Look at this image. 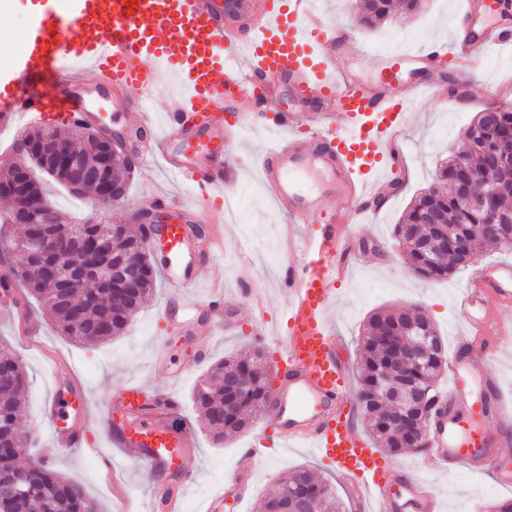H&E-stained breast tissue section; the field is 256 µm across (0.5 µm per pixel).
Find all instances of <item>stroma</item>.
I'll use <instances>...</instances> for the list:
<instances>
[{"label":"stroma","mask_w":512,"mask_h":512,"mask_svg":"<svg viewBox=\"0 0 512 512\" xmlns=\"http://www.w3.org/2000/svg\"><path fill=\"white\" fill-rule=\"evenodd\" d=\"M322 13L335 16L352 33L345 64L371 71L374 55L394 48L403 52L417 50L433 40H448L458 32V15L464 0H424L420 12L400 16L375 28L355 20V0H319ZM512 100V65L499 55L478 60L468 82L458 84L456 93L445 100L425 97L408 112L400 142L411 166L400 177L396 193L387 196L373 222L357 223L353 233L366 251L362 264L351 267L339 285L326 312L329 326L343 346L348 361H355L357 342L371 313L390 307L419 306L426 310L444 337L446 351H453L463 325L456 319L453 302L467 289L479 268L510 262L512 254L496 247L483 246L475 265L456 271L451 277L427 281L413 275L398 248L393 228L410 200L432 181L442 162L465 149V132L477 113L494 109ZM267 142L254 135L234 142L226 162L231 190L242 192L243 219L224 222L219 210L201 217L204 231L221 227L224 247L213 260L224 268V293L233 295L238 288L260 289L266 320L262 335H253L252 309L239 306L236 312L242 326L232 333L215 336L209 356L198 357L191 337L174 333L161 317L166 284L157 280L151 300L131 319L124 331L99 345H80L61 335L44 305L32 301L30 307L13 305L0 299V343L10 346L22 360L28 377L26 417L21 424L32 444L26 457H46L64 477L82 485L99 512H115L112 487L100 467L98 452L111 454L116 470L122 472L130 487V512H151V480L137 469L123 449L113 447L101 418L103 409L118 410L127 381L137 380L157 391L173 393L181 403L178 425L191 430L197 442L196 474L183 497V512H203L208 496L233 473L240 448L263 436L266 422L255 413L247 428L216 443L206 429L192 399L197 384L211 367L224 358L260 349L264 362L275 354V339L284 333L283 309L286 294L280 278L265 276L263 261L276 258L279 264L292 261L288 249L286 222L270 208L260 184V156ZM171 194L184 204H192L188 179L169 177L160 159L137 161L127 186L126 197L118 203L103 204L92 195H84L82 204H74L72 194L48 184L49 201L63 216L92 219L108 224H125L132 211L140 208L145 189ZM42 326L40 344H31L24 335L27 318ZM57 384L81 388L86 396L90 419L84 429L90 448L86 451L56 453L51 428L43 405ZM386 461L429 481L439 496L442 512H479L484 499H512V489L503 490L467 471L446 477L434 469L428 453L407 450ZM307 468L336 484V496L344 512H354L344 488L338 487L335 472L322 457L303 448L266 450L255 464L248 498L236 503L225 500L223 512H263L262 505L275 491L286 472Z\"/></svg>","instance_id":"1"}]
</instances>
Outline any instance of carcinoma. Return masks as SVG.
Here are the masks:
<instances>
[{
  "label": "carcinoma",
  "instance_id": "cac0c4a2",
  "mask_svg": "<svg viewBox=\"0 0 512 512\" xmlns=\"http://www.w3.org/2000/svg\"><path fill=\"white\" fill-rule=\"evenodd\" d=\"M393 8V0H362L358 4L357 21L367 27L375 26L388 18ZM497 112L498 120L492 127L484 126V114L476 117L473 127L478 133L467 136V150L438 169L433 184L410 202L394 227L396 240L408 243V269L423 279L437 280L452 275L466 264L463 251L473 253L482 243L512 252V107L499 108ZM53 139L68 143L87 164H103L99 139L85 134L81 127H74L68 134L43 129L14 141L13 149L20 163L0 176V185L14 182L20 166L33 164L36 152ZM484 167L495 169L496 187L482 204L471 200L468 184L470 174ZM130 171L127 159L117 156L112 160L113 179L127 181ZM37 202L49 204L41 183L34 180L28 184L25 194L10 197L11 210L0 221V230L3 225L13 223L15 213ZM493 220L498 229L489 234L484 225ZM83 227L85 233L107 239L108 250L116 258L139 247L136 261L142 276L137 291L129 293L115 288L106 300L99 282L92 276L74 286L52 278L45 273V266L71 261L62 253L41 257L26 254L21 267L14 269L9 262L10 255L22 252V239L61 237L72 228L59 219L54 224L24 225L22 239L10 240L0 233V288L8 291L14 282L24 283L28 294L41 301L52 314L63 335L84 345H97L119 335L150 299L155 273L150 254L141 245V228L89 222ZM411 315L439 343L438 352L426 359L427 367L416 379L412 372L399 367L395 352L387 346L389 338L402 335ZM445 365L443 340L422 308H395L370 315L357 345V401L370 433L379 443L394 453L422 451L428 447V439L419 430L397 421L385 392L417 380L427 395L415 417L424 422L432 416L440 394L439 376ZM0 368L11 375V381L0 386V488L6 490L19 480L31 487L29 498L0 497V512H16L20 507L30 512H94L93 502L83 488L60 477L47 461L18 464L19 454L13 448H25L21 419L25 413L28 379L20 360L8 347H0ZM269 385L258 350L216 364L194 393L195 404L203 413L212 437L222 441L225 436L244 429L249 418L263 406ZM289 489L307 495L314 502L315 512H343L331 484L307 469L280 478L279 493Z\"/></svg>",
  "mask_w": 512,
  "mask_h": 512
}]
</instances>
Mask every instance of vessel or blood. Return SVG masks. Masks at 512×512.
Masks as SVG:
<instances>
[{
    "label": "vessel or blood",
    "instance_id": "vessel-or-blood-1",
    "mask_svg": "<svg viewBox=\"0 0 512 512\" xmlns=\"http://www.w3.org/2000/svg\"><path fill=\"white\" fill-rule=\"evenodd\" d=\"M29 4L30 23L9 48L8 66L0 67V131L22 112L49 127L105 130L91 99L112 89L117 111L138 115L119 126L123 143L142 159H162L170 176L188 177L203 206L224 195V157L233 136L259 126L274 132L260 163L264 190L288 223L316 230L292 244L287 327L264 406L268 446L306 448L330 459L359 512H440L425 482L388 470L361 437L348 366L326 311L358 256L351 224L370 217L367 200L406 162L396 139L412 102L443 87L432 80L400 90L405 67L416 57L433 63L452 55L463 61V80L474 59L511 49L512 35L499 29L493 5L466 0L459 15L463 27L483 15L478 39L437 40L413 53L378 55L376 75L366 82L341 63L347 29L317 14L314 0H238L230 12L224 0ZM171 76L184 94L160 129L153 105ZM283 88L295 111L275 109ZM146 246L167 284L164 309L187 313L179 322L185 333L211 337L232 327L223 289L205 297L197 292L203 243L190 225H163ZM493 301L512 304V264L482 269L456 301L467 334L448 358L450 385L430 418L428 447L442 474L466 470L512 486V404L501 398L492 372L495 356L512 349V335L490 309ZM197 310L202 319H189ZM476 386L481 396L473 395ZM73 399L76 424L62 428L56 420L64 396L57 389L49 396L55 446L86 445L80 426L88 420L87 405L81 393ZM178 407L173 395L132 384L125 388L122 417L111 427L112 438L154 476L155 512H179L195 472L194 438L172 421ZM264 449L256 443L241 449L235 471L211 493L205 512H222L226 498L244 499Z\"/></svg>",
    "mask_w": 512,
    "mask_h": 512
}]
</instances>
